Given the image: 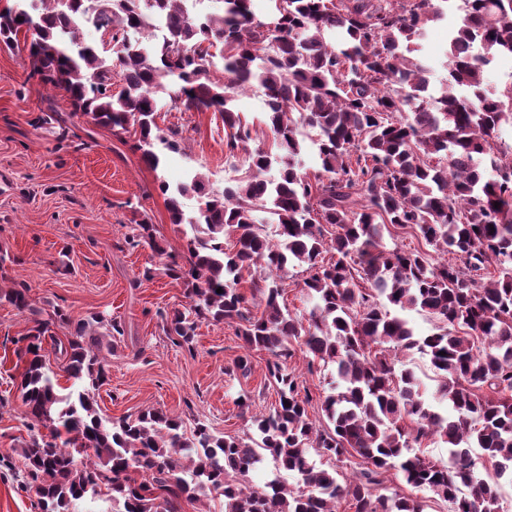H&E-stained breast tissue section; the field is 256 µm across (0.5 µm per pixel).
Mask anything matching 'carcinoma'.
Listing matches in <instances>:
<instances>
[{
    "label": "carcinoma",
    "mask_w": 512,
    "mask_h": 512,
    "mask_svg": "<svg viewBox=\"0 0 512 512\" xmlns=\"http://www.w3.org/2000/svg\"><path fill=\"white\" fill-rule=\"evenodd\" d=\"M271 2L268 23L255 21L251 0L191 16L184 0L0 6V42L11 45L37 25L34 73L96 125L134 129V148L153 170L162 161L155 145L178 150L183 140L177 128H158L157 112L221 114L224 145L244 172L219 195L201 173L173 191L158 184L172 223L190 227L186 253H168L145 221L125 242L149 247L184 284L187 306L162 316L171 343L192 345L202 321L234 324L245 349L235 368L250 372L251 351H267L278 395L254 420L249 443L200 420L188 429L161 409L114 421L96 410L93 392L107 382L103 351L123 335L121 324L97 313L64 338L51 336L68 378L88 383L62 394L42 343L65 317L36 319L18 352L30 420L20 488L40 512H74L103 487L122 503L116 512H181L182 502L212 492L224 496V512H336L342 499L352 512H424L421 498L386 494L391 470L453 512H502L499 480L512 479V145L498 132L512 125V102L504 89H488L485 72L512 57V0H466L448 28L437 96L424 95L432 67L408 54L421 50L426 24L447 18L454 0H399L396 9L374 0ZM85 24L112 33L111 55L85 41ZM329 30L341 42H327ZM253 88L265 97L274 154L248 148L252 128L234 110L237 93ZM304 127L316 130L313 176L300 167ZM275 165L277 176L267 177ZM187 196L198 200L192 216L182 209ZM263 207L276 224L274 242L255 222ZM391 227L412 230L443 259L385 249ZM295 262L316 300L306 318L280 305L283 273ZM253 268L262 271L249 285L264 303L259 316L241 292L243 272ZM29 291L15 282L4 297L25 310ZM409 310L434 318L436 331L416 334ZM414 349L429 356L438 375L433 399L446 410L401 368L400 355ZM297 351L336 376L318 421L287 368ZM426 439L447 445L448 462L412 453ZM315 455L358 458L361 470L342 485ZM266 456L302 483L249 486Z\"/></svg>",
    "instance_id": "obj_1"
}]
</instances>
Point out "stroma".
Wrapping results in <instances>:
<instances>
[{
  "instance_id": "obj_1",
  "label": "stroma",
  "mask_w": 512,
  "mask_h": 512,
  "mask_svg": "<svg viewBox=\"0 0 512 512\" xmlns=\"http://www.w3.org/2000/svg\"><path fill=\"white\" fill-rule=\"evenodd\" d=\"M26 38L0 43V252L9 254L7 281H24L32 303L61 309L71 322L105 312L124 336L112 341L109 381L95 393L100 413L116 420L160 408L185 422L201 419L217 432L249 439L253 422L269 414L277 395L266 377L268 352L251 354L252 373L234 366L243 342L234 327L201 323L191 347L164 336L161 316L183 304L184 288L162 271L149 248L125 242L131 225L147 221L168 252L186 242L170 221L159 181L177 186L191 173L223 190L233 178L225 156L224 123L215 112L162 110L160 128L182 129V152L166 153L163 167H147L134 137L113 135L76 113L64 91L32 76ZM235 107L253 124L252 147L272 149L261 91L237 95ZM66 113L56 132L37 121L49 111ZM152 277H145V269ZM32 325L29 312L0 301V512H38L18 486L20 451L29 440L20 398L18 341ZM249 395V409L238 398Z\"/></svg>"
}]
</instances>
